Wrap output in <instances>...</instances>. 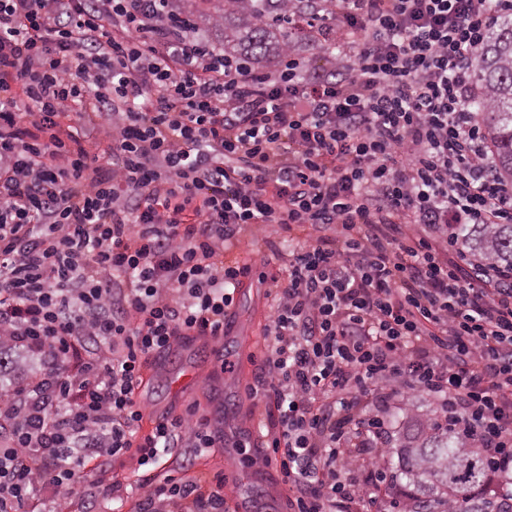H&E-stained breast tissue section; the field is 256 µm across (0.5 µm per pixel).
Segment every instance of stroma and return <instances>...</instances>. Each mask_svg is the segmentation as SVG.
<instances>
[{"mask_svg": "<svg viewBox=\"0 0 512 512\" xmlns=\"http://www.w3.org/2000/svg\"><path fill=\"white\" fill-rule=\"evenodd\" d=\"M265 292V286L254 278L239 288L232 328L224 339L223 351H207L189 385L171 393L165 370L151 366L139 393L149 411L159 407L181 414L188 406L197 405L199 413L209 417L212 427L223 431V448L199 458L195 470L208 478L226 474L224 492L233 512H288V490L276 468L229 474L224 467L225 451L236 440L245 437L252 445L264 444L260 432L264 407L249 397L248 387L255 382L266 345L270 301ZM224 360L233 364V371L221 370Z\"/></svg>", "mask_w": 512, "mask_h": 512, "instance_id": "obj_1", "label": "stroma"}]
</instances>
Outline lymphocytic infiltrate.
<instances>
[{
	"instance_id": "f902f5d3",
	"label": "lymphocytic infiltrate",
	"mask_w": 512,
	"mask_h": 512,
	"mask_svg": "<svg viewBox=\"0 0 512 512\" xmlns=\"http://www.w3.org/2000/svg\"><path fill=\"white\" fill-rule=\"evenodd\" d=\"M326 3L329 26L289 4L265 71L199 32L198 0H0V345L40 365L0 389V512L84 503L89 477L135 512H228L223 477L193 472L223 434L191 413L141 434L137 390L176 337L221 342L245 233L297 242L258 277L269 440L249 457L289 512H413L389 458L416 397L512 495V266L457 233L512 223L473 80L512 0Z\"/></svg>"
}]
</instances>
